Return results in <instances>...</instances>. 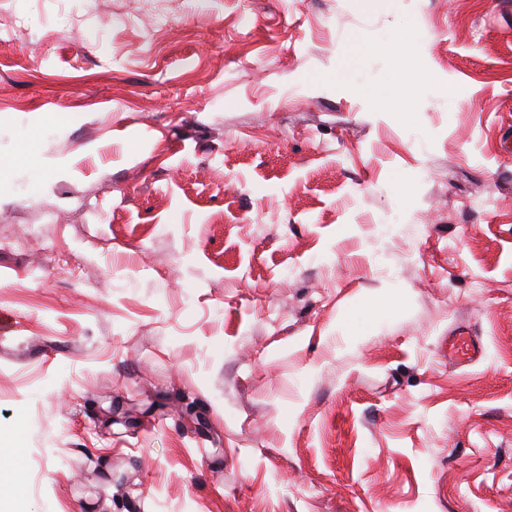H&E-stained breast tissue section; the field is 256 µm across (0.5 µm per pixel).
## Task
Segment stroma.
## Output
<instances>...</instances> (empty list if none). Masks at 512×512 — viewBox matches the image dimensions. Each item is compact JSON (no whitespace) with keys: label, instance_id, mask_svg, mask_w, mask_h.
Returning a JSON list of instances; mask_svg holds the SVG:
<instances>
[{"label":"stroma","instance_id":"35a3bbf8","mask_svg":"<svg viewBox=\"0 0 512 512\" xmlns=\"http://www.w3.org/2000/svg\"><path fill=\"white\" fill-rule=\"evenodd\" d=\"M0 322V512H512V0H0ZM446 345L448 353L445 356L459 362H472L478 359L483 351V346L476 336L460 331L455 336L446 338Z\"/></svg>","mask_w":512,"mask_h":512}]
</instances>
